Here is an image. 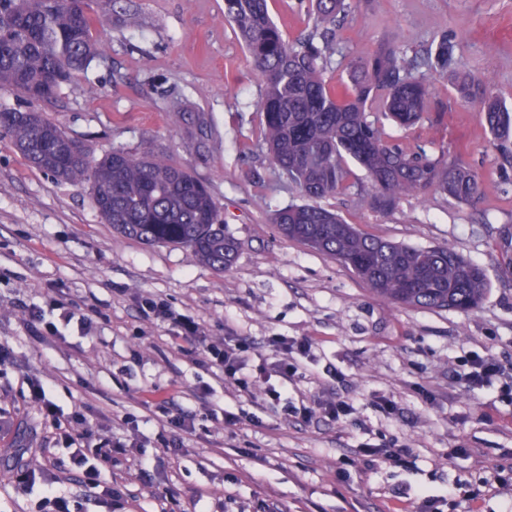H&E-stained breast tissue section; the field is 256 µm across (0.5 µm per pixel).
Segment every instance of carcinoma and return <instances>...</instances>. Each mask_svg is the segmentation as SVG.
<instances>
[{"instance_id": "1", "label": "carcinoma", "mask_w": 512, "mask_h": 512, "mask_svg": "<svg viewBox=\"0 0 512 512\" xmlns=\"http://www.w3.org/2000/svg\"><path fill=\"white\" fill-rule=\"evenodd\" d=\"M95 0H0V89L30 100L49 98L96 54L93 32L102 25ZM350 9L346 0H315L313 31L290 43L270 15L268 0H224V21L240 35L263 92L262 144L280 178L303 202L280 209L273 223L287 238L335 257L378 295L394 304L467 312L485 299L484 270L451 246L413 247L381 239L318 204L349 189L346 159L367 174L370 189L359 203L388 213L407 198L431 192L459 202L478 199L477 177L463 164L422 148L390 144L379 114L401 127L423 119L438 124L448 106L418 69L452 74V91L479 105L494 145L512 159V111L503 107L484 76L457 69L454 45L443 35L435 50L415 52L379 45L364 56L338 54L336 39ZM336 76H327L334 55ZM0 128L34 167L54 179L91 185L104 223L147 244L190 250L224 271L236 258V241L207 186L188 168L165 157L114 149L96 161L55 123L35 111H0Z\"/></svg>"}]
</instances>
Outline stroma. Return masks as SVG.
Listing matches in <instances>:
<instances>
[{
	"instance_id": "1",
	"label": "stroma",
	"mask_w": 512,
	"mask_h": 512,
	"mask_svg": "<svg viewBox=\"0 0 512 512\" xmlns=\"http://www.w3.org/2000/svg\"><path fill=\"white\" fill-rule=\"evenodd\" d=\"M308 0H269L287 40L309 31ZM448 36L460 70L489 76L512 107V0H353L339 47L361 56L385 42L406 53ZM88 69L50 99L0 92L1 110L35 109L81 143L92 159L122 148L163 153L210 189L224 231L239 243L235 264L216 271L184 248L149 245L102 222L88 185L56 181L0 133V512H47L46 486L71 512H512V404L499 387L465 391L466 352L492 355L512 382V163L502 160L477 106L456 100L444 125L388 126L393 144L447 153L474 173L472 204L432 194L387 215L359 204L364 170L348 162L355 190L322 199L347 223L411 246L452 245L479 265L490 287L478 309L391 303L336 259L282 237L276 210L299 202L259 145L260 85L224 21V0H133L106 11ZM185 119L171 125L173 107ZM161 299L203 323L207 335L242 336L270 356L269 337L312 344V359L286 382L278 402L225 384L184 350L169 326L145 317L143 298ZM85 316L89 332L61 325L35 334L29 309L57 321V302ZM39 381L63 417L82 412L93 437L135 444L150 462L142 482L125 457L105 477L120 505L84 498L71 450L29 399ZM326 397L353 401L342 423H303L289 406ZM392 400L385 415L378 401ZM192 414L194 430L167 447L170 416ZM238 416L224 422L225 413ZM370 443L414 450L415 467L355 462ZM38 473L19 484L17 468ZM479 490L468 501L454 487Z\"/></svg>"
}]
</instances>
